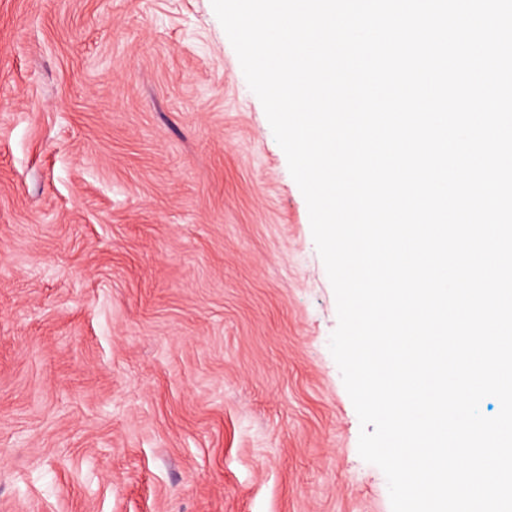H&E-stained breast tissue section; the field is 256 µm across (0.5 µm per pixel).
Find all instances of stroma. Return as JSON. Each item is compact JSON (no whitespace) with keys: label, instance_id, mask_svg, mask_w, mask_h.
I'll list each match as a JSON object with an SVG mask.
<instances>
[{"label":"stroma","instance_id":"1","mask_svg":"<svg viewBox=\"0 0 512 512\" xmlns=\"http://www.w3.org/2000/svg\"><path fill=\"white\" fill-rule=\"evenodd\" d=\"M336 326L211 0H0V512H391Z\"/></svg>","mask_w":512,"mask_h":512}]
</instances>
